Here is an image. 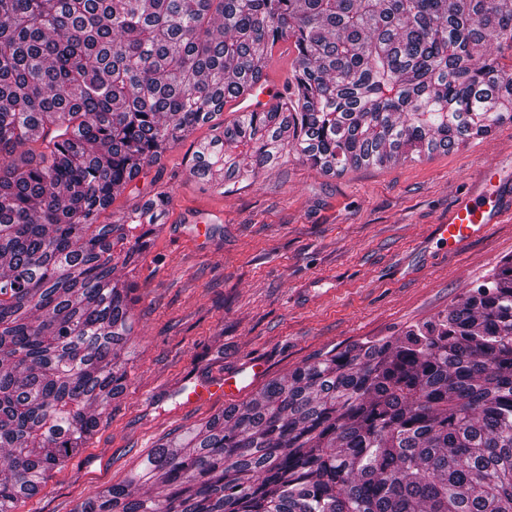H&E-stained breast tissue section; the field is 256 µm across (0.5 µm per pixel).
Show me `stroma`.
I'll use <instances>...</instances> for the list:
<instances>
[{
	"instance_id": "35a3bbf8",
	"label": "stroma",
	"mask_w": 512,
	"mask_h": 512,
	"mask_svg": "<svg viewBox=\"0 0 512 512\" xmlns=\"http://www.w3.org/2000/svg\"><path fill=\"white\" fill-rule=\"evenodd\" d=\"M211 134L197 128L103 214L117 221L153 181L171 192L164 229L136 270L115 272L138 296L121 352L123 391L108 400L85 448L16 512H73L158 446L222 413L220 401L182 409L189 377L232 371L255 356L268 364V379L287 378L316 357L447 312L512 256V216L453 251L435 236L481 167L512 177V124L459 148L340 176L291 156L234 191L223 172L205 181L192 172ZM198 224L213 227L203 246Z\"/></svg>"
}]
</instances>
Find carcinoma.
Returning <instances> with one entry per match:
<instances>
[{"label":"carcinoma","instance_id":"obj_1","mask_svg":"<svg viewBox=\"0 0 512 512\" xmlns=\"http://www.w3.org/2000/svg\"><path fill=\"white\" fill-rule=\"evenodd\" d=\"M288 39V94L212 125L199 179L252 184L286 154L382 166L512 122V67L483 53L512 48V0H0V512L122 389L134 298L113 274L170 195L100 215ZM205 428L74 512H512V258L447 313L307 362Z\"/></svg>","mask_w":512,"mask_h":512}]
</instances>
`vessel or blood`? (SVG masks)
Segmentation results:
<instances>
[{"label":"vessel or blood","instance_id":"vessel-or-blood-1","mask_svg":"<svg viewBox=\"0 0 512 512\" xmlns=\"http://www.w3.org/2000/svg\"><path fill=\"white\" fill-rule=\"evenodd\" d=\"M286 91V79L268 68L245 91L232 98L229 105L241 112H263L275 97ZM474 185V190L461 196L449 211L447 221L436 227L437 236L449 248H456L479 235L486 225L496 223L506 211L512 210V187L507 182L494 180L489 173H479ZM266 373V364L253 357L237 370L190 378L182 392V405L196 408L215 400L238 401Z\"/></svg>","mask_w":512,"mask_h":512}]
</instances>
